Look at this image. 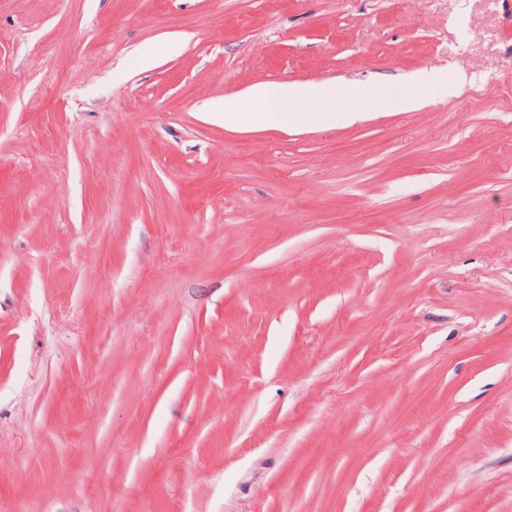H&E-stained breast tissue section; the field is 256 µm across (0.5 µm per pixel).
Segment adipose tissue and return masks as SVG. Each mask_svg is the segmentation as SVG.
I'll list each match as a JSON object with an SVG mask.
<instances>
[{
  "mask_svg": "<svg viewBox=\"0 0 512 512\" xmlns=\"http://www.w3.org/2000/svg\"><path fill=\"white\" fill-rule=\"evenodd\" d=\"M390 92L386 84H351L345 89L346 96L353 101L350 109L329 108V101L336 97L335 85L328 83L288 84L275 86L259 85L252 89L248 104L234 101L215 106L214 111L225 127L240 126L247 108L260 111L265 123L271 127L285 129L313 119L323 124H350L360 117L359 107L367 102L383 99Z\"/></svg>",
  "mask_w": 512,
  "mask_h": 512,
  "instance_id": "1",
  "label": "adipose tissue"
}]
</instances>
